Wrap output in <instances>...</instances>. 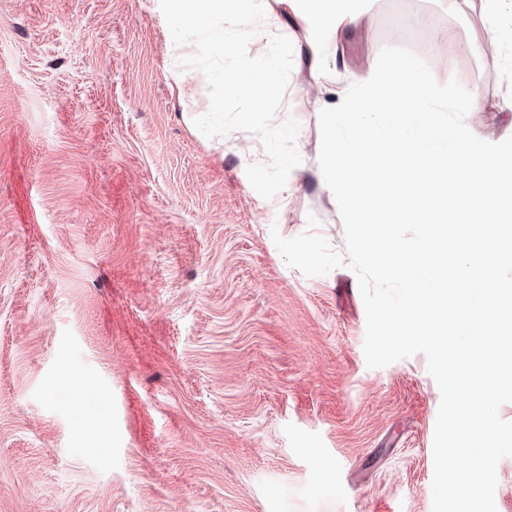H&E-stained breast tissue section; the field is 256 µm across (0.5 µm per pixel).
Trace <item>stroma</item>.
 <instances>
[{"label": "stroma", "mask_w": 512, "mask_h": 512, "mask_svg": "<svg viewBox=\"0 0 512 512\" xmlns=\"http://www.w3.org/2000/svg\"><path fill=\"white\" fill-rule=\"evenodd\" d=\"M294 65L273 125L300 164L262 198L259 135L214 138L159 0H0V512H432L441 401L424 355L369 368L355 272L309 277L273 234L346 255L322 109L386 46L457 80L480 139L512 137V43L484 0H362Z\"/></svg>", "instance_id": "obj_1"}]
</instances>
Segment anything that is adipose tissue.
<instances>
[{
  "instance_id": "adipose-tissue-1",
  "label": "adipose tissue",
  "mask_w": 512,
  "mask_h": 512,
  "mask_svg": "<svg viewBox=\"0 0 512 512\" xmlns=\"http://www.w3.org/2000/svg\"><path fill=\"white\" fill-rule=\"evenodd\" d=\"M302 20L306 33L317 45H325L339 27L353 21L359 0H282Z\"/></svg>"
}]
</instances>
